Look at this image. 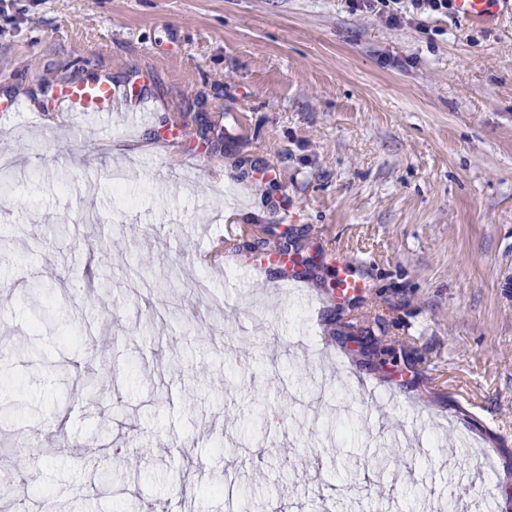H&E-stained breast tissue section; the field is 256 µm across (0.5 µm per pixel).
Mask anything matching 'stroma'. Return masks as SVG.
I'll return each mask as SVG.
<instances>
[{
    "label": "stroma",
    "mask_w": 512,
    "mask_h": 512,
    "mask_svg": "<svg viewBox=\"0 0 512 512\" xmlns=\"http://www.w3.org/2000/svg\"><path fill=\"white\" fill-rule=\"evenodd\" d=\"M390 12L0 0V337L31 338L38 278L110 362L88 402L57 378L66 339L9 361L22 407L0 448L28 429L58 445L0 512H512V5L482 23ZM95 75L127 99L90 133L52 107ZM228 211L236 252L199 264ZM282 242L315 258L306 286L248 269ZM332 254L365 293L337 299ZM201 282L215 305L165 314ZM375 316L404 351L360 338ZM269 405L279 426L253 434ZM93 454L109 493L86 487Z\"/></svg>",
    "instance_id": "35a3bbf8"
}]
</instances>
